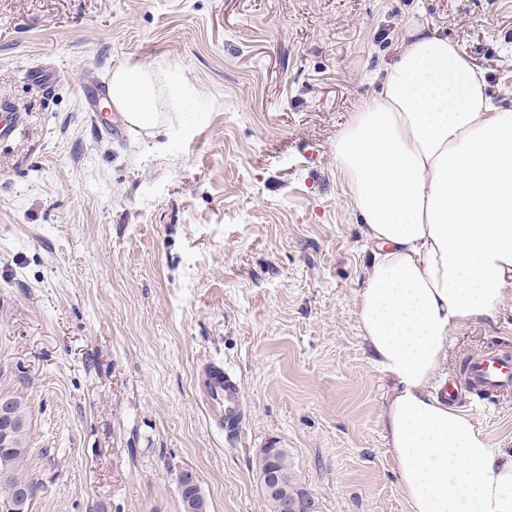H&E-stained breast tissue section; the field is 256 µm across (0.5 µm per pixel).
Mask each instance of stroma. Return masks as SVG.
<instances>
[{"label":"stroma","mask_w":512,"mask_h":512,"mask_svg":"<svg viewBox=\"0 0 512 512\" xmlns=\"http://www.w3.org/2000/svg\"><path fill=\"white\" fill-rule=\"evenodd\" d=\"M419 30L512 107V0H0V395L27 407L32 512H183L186 469L208 512H268L272 442L320 512H410L334 145ZM155 63L193 123L112 136L83 111V87ZM492 347L512 352L511 302L452 331L442 378ZM208 360L242 379L241 438L205 417ZM473 418L512 448V396Z\"/></svg>","instance_id":"stroma-1"}]
</instances>
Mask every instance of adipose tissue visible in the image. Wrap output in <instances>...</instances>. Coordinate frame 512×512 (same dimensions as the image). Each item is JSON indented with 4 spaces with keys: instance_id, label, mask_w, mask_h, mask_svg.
<instances>
[{
    "instance_id": "1",
    "label": "adipose tissue",
    "mask_w": 512,
    "mask_h": 512,
    "mask_svg": "<svg viewBox=\"0 0 512 512\" xmlns=\"http://www.w3.org/2000/svg\"><path fill=\"white\" fill-rule=\"evenodd\" d=\"M110 100L152 130L163 109H190L159 65L116 69ZM334 155L377 246L357 317L393 383L382 420L410 512H512V449L433 389L451 332L512 294V108L492 103L457 45L418 31Z\"/></svg>"
}]
</instances>
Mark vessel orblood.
I'll return each instance as SVG.
<instances>
[{"instance_id":"b4317fda","label":"vessel or blood","mask_w":512,"mask_h":512,"mask_svg":"<svg viewBox=\"0 0 512 512\" xmlns=\"http://www.w3.org/2000/svg\"><path fill=\"white\" fill-rule=\"evenodd\" d=\"M201 402L211 426L229 438L243 433L247 406L241 378L217 362L206 363L199 376ZM482 397L512 394V357L487 350L471 357L465 376L449 380L441 389L448 403H458L462 394Z\"/></svg>"}]
</instances>
